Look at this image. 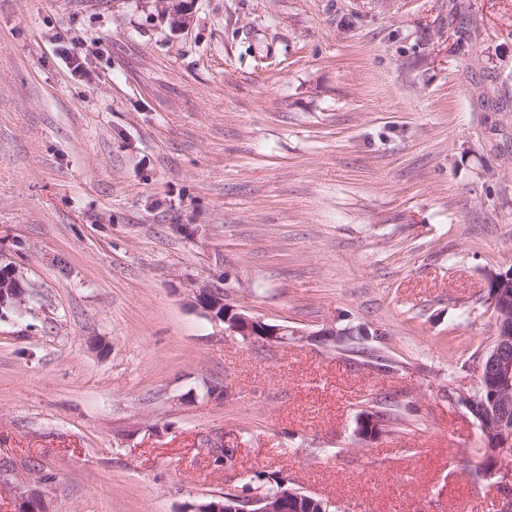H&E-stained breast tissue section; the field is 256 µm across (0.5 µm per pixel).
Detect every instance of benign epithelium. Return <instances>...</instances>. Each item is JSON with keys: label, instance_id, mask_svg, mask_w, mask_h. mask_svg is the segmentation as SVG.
Masks as SVG:
<instances>
[{"label": "benign epithelium", "instance_id": "1", "mask_svg": "<svg viewBox=\"0 0 512 512\" xmlns=\"http://www.w3.org/2000/svg\"><path fill=\"white\" fill-rule=\"evenodd\" d=\"M0 264L9 265L10 277L0 279V318L4 311L17 316L24 312L27 289L23 288L15 265L0 253ZM489 306L494 311L493 333L488 347L476 362V390L487 393L494 410L480 420L487 456L494 464L490 474L509 470L506 462L512 458V271L490 269L486 272ZM196 304L212 320L224 322V331L243 341L266 347L288 343L300 331L287 325H273L249 315L245 310L224 300L221 289L200 288L195 293ZM357 435L376 439L387 432L385 421L375 412L357 418ZM311 498L301 489L281 481L275 494L258 490L239 492L231 502H212L194 506L193 512H303Z\"/></svg>", "mask_w": 512, "mask_h": 512}]
</instances>
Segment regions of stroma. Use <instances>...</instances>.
Instances as JSON below:
<instances>
[{
  "label": "stroma",
  "instance_id": "35a3bbf8",
  "mask_svg": "<svg viewBox=\"0 0 512 512\" xmlns=\"http://www.w3.org/2000/svg\"><path fill=\"white\" fill-rule=\"evenodd\" d=\"M0 253V512H498L460 397L512 269V0H0ZM350 324L381 361L308 339ZM7 263H10L8 268L10 277L6 281L0 278V318L5 315L3 312L4 308L7 312L22 316L27 296V290L21 284L15 265L5 255L0 253V264L4 265ZM196 304L212 320L224 322V331L239 336L243 341L266 347L287 344L289 336H303L288 325L265 323L245 310L224 300L222 289L200 288L195 293ZM219 310H221L219 312ZM357 435L362 439H376L387 432L385 421L375 412H368L357 418ZM250 483L241 486V490ZM278 482L265 486L264 490L238 492L235 489L224 490L225 501L231 500L232 503L215 502L204 504L202 506L195 505L193 512H305L303 506L312 502L311 498L306 495L300 488L289 485L288 480H281L279 490L275 494H270L277 490ZM238 492V494H237ZM264 493V494H262ZM237 494V497H235ZM269 494V495H265ZM223 497V498H224ZM235 497V498H233ZM232 498V499H231Z\"/></svg>",
  "mask_w": 512,
  "mask_h": 512
}]
</instances>
